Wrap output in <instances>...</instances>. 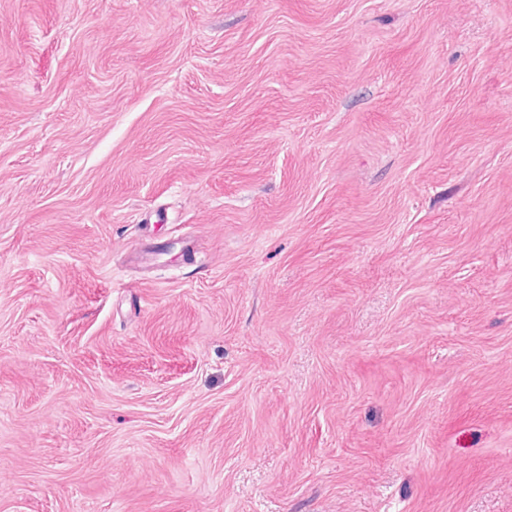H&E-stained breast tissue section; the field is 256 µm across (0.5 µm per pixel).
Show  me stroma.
Wrapping results in <instances>:
<instances>
[{
    "label": "stroma",
    "instance_id": "1",
    "mask_svg": "<svg viewBox=\"0 0 512 512\" xmlns=\"http://www.w3.org/2000/svg\"><path fill=\"white\" fill-rule=\"evenodd\" d=\"M0 512H512V0H0Z\"/></svg>",
    "mask_w": 512,
    "mask_h": 512
}]
</instances>
